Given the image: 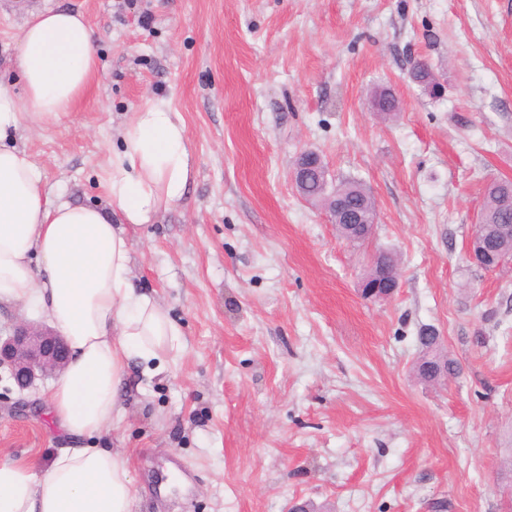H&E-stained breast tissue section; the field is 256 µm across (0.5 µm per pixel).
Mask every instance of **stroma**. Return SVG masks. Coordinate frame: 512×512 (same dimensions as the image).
Listing matches in <instances>:
<instances>
[{
  "label": "stroma",
  "mask_w": 512,
  "mask_h": 512,
  "mask_svg": "<svg viewBox=\"0 0 512 512\" xmlns=\"http://www.w3.org/2000/svg\"><path fill=\"white\" fill-rule=\"evenodd\" d=\"M82 11L98 73L60 124L14 142L64 199L105 204L132 112H180L194 176L132 236V276L185 350L93 439L126 450L133 512H503L512 498V266L468 258L483 191L512 179V0H0V82L32 14ZM439 93L411 78L416 62ZM391 90L383 119L370 95ZM305 151L376 202L338 237L291 173ZM391 297L367 299L378 252ZM433 329L460 370L415 373ZM50 379L0 369V461L42 468L69 440Z\"/></svg>",
  "instance_id": "35a3bbf8"
}]
</instances>
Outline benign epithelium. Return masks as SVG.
Listing matches in <instances>:
<instances>
[{"label":"benign epithelium","mask_w":512,"mask_h":512,"mask_svg":"<svg viewBox=\"0 0 512 512\" xmlns=\"http://www.w3.org/2000/svg\"><path fill=\"white\" fill-rule=\"evenodd\" d=\"M311 169L319 175H326L316 155L309 152L300 154L292 171L296 188H302ZM486 247V236L477 224L468 252L470 260L478 262ZM68 361L69 352L64 338L49 327L20 323L8 336H0V368L9 371L14 384L21 391L32 388L37 380L63 370Z\"/></svg>","instance_id":"7a95c632"}]
</instances>
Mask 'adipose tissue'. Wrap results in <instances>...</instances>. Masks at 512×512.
Masks as SVG:
<instances>
[{"label": "adipose tissue", "mask_w": 512, "mask_h": 512, "mask_svg": "<svg viewBox=\"0 0 512 512\" xmlns=\"http://www.w3.org/2000/svg\"><path fill=\"white\" fill-rule=\"evenodd\" d=\"M19 44L23 91L0 85V304L28 310L65 339L69 362L47 400L71 444L43 469L0 462V512H132L125 452L86 440L122 422L132 360L184 349L178 323L132 282L128 231L183 196L186 127L165 103H146L120 132L106 207L53 201L41 170L8 138L23 121L69 115L97 71L95 44L84 14L66 8L34 14Z\"/></svg>", "instance_id": "ef3b65f1"}]
</instances>
